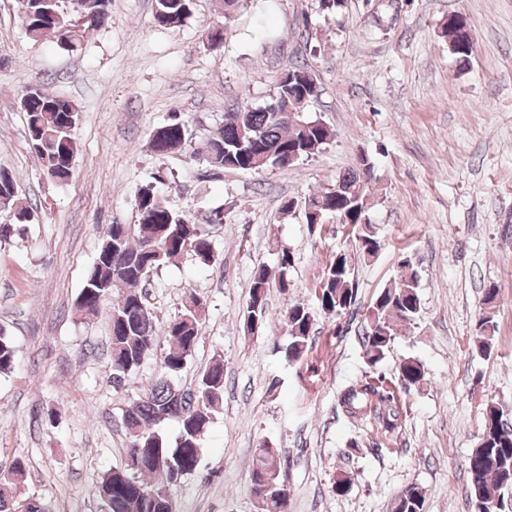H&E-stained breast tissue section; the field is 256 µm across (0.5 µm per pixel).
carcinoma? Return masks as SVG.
<instances>
[{"instance_id":"1","label":"carcinoma","mask_w":512,"mask_h":512,"mask_svg":"<svg viewBox=\"0 0 512 512\" xmlns=\"http://www.w3.org/2000/svg\"><path fill=\"white\" fill-rule=\"evenodd\" d=\"M20 23L26 35L39 40L57 30L69 28L70 37L56 39V45L75 53L82 48L90 29L101 26L108 13L91 15L80 23L61 10L62 0H24ZM193 0H156L155 20L168 28L184 25L192 15ZM442 31L450 36L454 55L466 61L473 53L471 29L460 13L448 15ZM288 72L295 76L291 84L281 79L276 97L281 104L276 111L268 107L245 106L224 113V125L211 137L193 147V153L216 168L245 170L254 156L270 165L288 167V154L301 157L319 152L333 137L332 130L303 112L289 109L290 97L318 92L315 76L308 67L292 64ZM26 114L28 142L42 162L47 179L64 184L70 178L78 151L73 129L78 120L76 105L69 99L39 86L27 89L20 100ZM191 141L185 122L178 117L154 131L150 148L166 155ZM373 167L367 157L359 167L336 178L326 190L308 196L310 213L307 223L323 222L332 217L338 224H351L358 229L359 249L367 256L375 255L381 243L373 234L367 211L369 197L364 169ZM0 206L13 213V223L0 224V242L13 236L15 227L31 221V209L19 202L12 176L0 170ZM139 216L137 224H111L103 242L106 256L97 259L87 274L89 287L81 289L78 308L86 317L110 306L111 371L129 380L153 351L157 336H163L168 348L162 355L160 372L144 388L141 395L124 410L123 426L129 436L127 459L134 465L107 472L97 486V493L107 512H174L171 487L193 473L199 464L201 441L213 419V412L224 397V364L216 362L200 376L196 387L185 390L175 383L199 342L201 316L184 307L180 316L159 326L147 308L141 287L150 275L172 259L190 254L200 263L215 260L210 232L206 225L218 224L215 215L186 216L175 212L157 183L141 186L135 197ZM291 254L284 250L276 267L255 268L245 313L248 332L257 330L267 318V291L277 283L284 290L290 286ZM417 273L393 282L382 289L366 312L365 348L372 368L384 360L397 336L398 328L410 325L421 310ZM356 288L346 254L336 255L324 273L317 299L326 315H340L355 301ZM290 341L277 347L285 360L295 362L306 352L314 315L307 307L293 304L287 311ZM494 323L491 313L483 314L477 323L479 351L489 355L493 350ZM17 351L11 338L0 328V374L15 367ZM425 377L423 365L415 359L404 360L398 369V381L404 388L420 384ZM385 378L373 376L344 390L340 406L351 417L372 415L393 430L401 418L395 391L384 385ZM174 420L179 425L175 442L160 432V425ZM281 457L276 448L262 443L252 461L251 492L258 512H288V487L280 478ZM471 493L477 512H512V424L494 405H487L482 435L468 458ZM26 478L24 462L14 460L8 475L0 477V512H51L44 500L22 495ZM424 492L417 486L406 488L394 501L393 512H423Z\"/></svg>"}]
</instances>
